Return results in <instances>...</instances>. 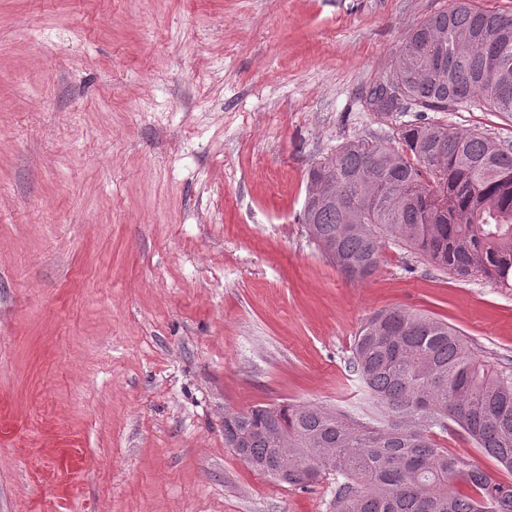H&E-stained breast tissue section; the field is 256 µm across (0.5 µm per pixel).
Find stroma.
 Returning <instances> with one entry per match:
<instances>
[{
  "label": "stroma",
  "mask_w": 512,
  "mask_h": 512,
  "mask_svg": "<svg viewBox=\"0 0 512 512\" xmlns=\"http://www.w3.org/2000/svg\"><path fill=\"white\" fill-rule=\"evenodd\" d=\"M449 3L0 0V512H330L329 482L226 448L225 413L360 409L383 309L512 363V288L390 240L352 281L301 221L311 166L399 125L361 99Z\"/></svg>",
  "instance_id": "obj_1"
}]
</instances>
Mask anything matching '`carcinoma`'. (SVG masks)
Wrapping results in <instances>:
<instances>
[{"label": "carcinoma", "mask_w": 512, "mask_h": 512, "mask_svg": "<svg viewBox=\"0 0 512 512\" xmlns=\"http://www.w3.org/2000/svg\"><path fill=\"white\" fill-rule=\"evenodd\" d=\"M387 75L399 96L378 81L364 108L410 120L308 170L309 236L351 280L374 272L386 237L440 270L512 288V144L428 116H512V17L452 0L412 29ZM350 365L363 411L255 406L224 416V445L293 487L333 477L332 512H512V482L436 441L461 436L512 475L511 368L485 364L447 322L400 309L360 327Z\"/></svg>", "instance_id": "obj_1"}]
</instances>
